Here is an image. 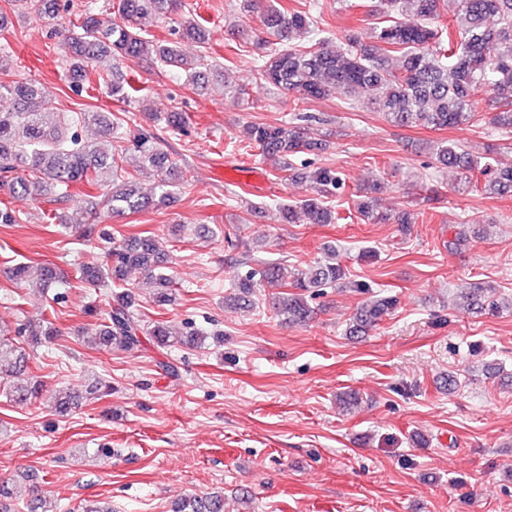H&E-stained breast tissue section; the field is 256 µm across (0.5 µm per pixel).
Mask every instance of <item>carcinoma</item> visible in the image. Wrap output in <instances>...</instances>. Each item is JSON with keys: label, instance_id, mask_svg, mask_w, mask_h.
I'll return each instance as SVG.
<instances>
[{"label": "carcinoma", "instance_id": "cac0c4a2", "mask_svg": "<svg viewBox=\"0 0 512 512\" xmlns=\"http://www.w3.org/2000/svg\"><path fill=\"white\" fill-rule=\"evenodd\" d=\"M443 0H403L404 16L395 17L387 11H377L376 21L368 38L357 35L344 37L342 45L321 38L303 43L293 42L294 36H307L317 21L307 12L269 8L262 25L277 41L257 43L261 51L259 71L271 85L302 99H322L341 91L345 94L364 92L373 108L398 126H424L447 129L469 126L480 121L476 91L486 87L495 95L489 123L505 136L512 138V0H454L459 13L446 28H436L432 22L440 18ZM182 9L181 0H118L114 14L119 19L103 20L87 9L76 15V22L63 24L51 32L68 62L69 81L77 86L96 82L110 96L126 104L136 101L140 85L154 73L146 75L136 70L124 73L119 62H137L148 58L161 68L184 71L187 80L204 91L201 81L212 69L209 55L206 20L195 13L182 15L178 40H151L144 29L143 19L151 17L164 22ZM198 44L200 54L184 58L178 42ZM398 57V67L389 60ZM9 96L17 105L13 112H0V184L10 194L30 200L50 199L69 201L68 189L75 183L98 182L106 169L112 172V183L105 185L100 204L110 213L135 212L143 208H162L171 203L179 190V174L168 153L147 129L134 136L132 147H121L112 155L103 153L92 143L71 133L75 122L95 125L106 136L112 135L114 123L103 112L87 111L72 117L58 111L55 101L35 82L28 79L0 81V98ZM244 139L256 146L261 155L292 169L289 158L300 153L323 150V143L306 136L305 128L295 123L250 122L244 126ZM133 154L140 172L154 177V192L142 195L135 183L127 180L123 167L127 154ZM435 165L462 171L463 186L471 187L484 180V191L497 196L512 195V159L478 157L452 143H439L435 149ZM313 184L314 195L299 204L278 205L282 224H331L336 211L330 197L341 188L337 172L318 168L306 175ZM365 190L364 200L357 205L361 220L368 224H410L411 214L395 217L379 210L371 193ZM112 264L105 266L87 262L79 269V277L90 286H103L124 280L130 268L142 270L160 291L157 302L172 301L173 278L161 271L167 255L160 242L152 237H138L129 243L112 246ZM17 282L41 290L62 280L56 268L47 263H20L12 269ZM345 277L342 266L331 252L307 270L288 269L282 263H269L259 269L250 268L237 277L233 300L239 305L250 304L257 288L281 289L272 308L278 316L305 325L314 310L307 295L317 288H329ZM463 302L457 307L469 313L486 310L496 312L500 305L494 299V286L475 282L461 289ZM112 309L108 320L90 330L92 343L109 348L132 350L141 345L146 334L160 346H167L171 332L158 323L146 329L134 308L132 292L124 289L112 293ZM397 304L392 296L373 295L354 313L348 335L365 336ZM50 329L38 330L26 322L17 334L35 346ZM6 365L17 374L27 370L25 348L9 338H0V367ZM41 384L10 388L16 402H26L40 393ZM176 512H224L220 495L193 497L184 500Z\"/></svg>", "mask_w": 512, "mask_h": 512}]
</instances>
